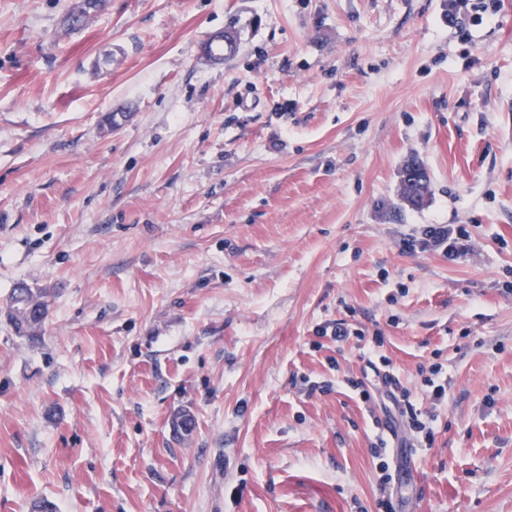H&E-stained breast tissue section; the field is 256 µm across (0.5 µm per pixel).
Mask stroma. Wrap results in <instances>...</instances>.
<instances>
[{
  "instance_id": "35a3bbf8",
  "label": "stroma",
  "mask_w": 512,
  "mask_h": 512,
  "mask_svg": "<svg viewBox=\"0 0 512 512\" xmlns=\"http://www.w3.org/2000/svg\"><path fill=\"white\" fill-rule=\"evenodd\" d=\"M74 2L0 0V512H378L338 322L434 417L397 512H512V0L466 39L448 0ZM466 233L462 227L454 228L450 224H427L421 230V238L410 235L404 240L407 249L414 250L418 244L423 251H444L448 255L459 254L462 251V244L459 240ZM23 292L26 296L21 300ZM46 298L44 290L34 293L33 288L26 284L12 289L7 301L6 316L15 333L27 336L28 340L39 336L48 316L49 304Z\"/></svg>"
}]
</instances>
